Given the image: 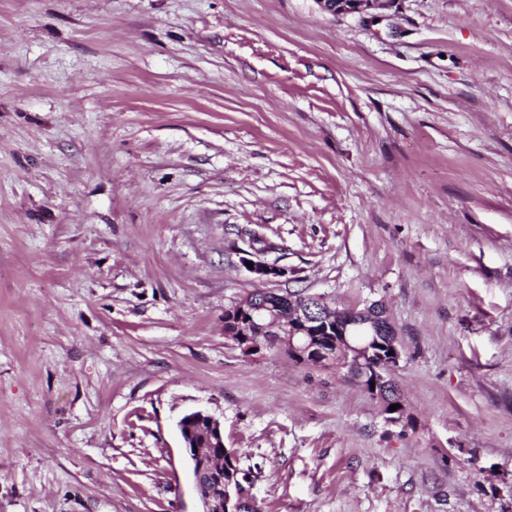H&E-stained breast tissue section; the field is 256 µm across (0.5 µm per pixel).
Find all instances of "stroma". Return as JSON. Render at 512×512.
<instances>
[{
  "instance_id": "obj_1",
  "label": "stroma",
  "mask_w": 512,
  "mask_h": 512,
  "mask_svg": "<svg viewBox=\"0 0 512 512\" xmlns=\"http://www.w3.org/2000/svg\"><path fill=\"white\" fill-rule=\"evenodd\" d=\"M383 301L413 426L224 311ZM512 512V0H0V512ZM321 10L331 15L362 12L388 6V0H316ZM242 265L254 275L255 279L261 282L271 281L277 277L286 276L287 270L283 267L270 265L261 260H254L250 257H243L241 259ZM247 262L253 263V268L247 266ZM191 423L208 430L202 444L194 437L193 430L189 427ZM178 428L201 502L200 512H240V507L249 504L248 490L239 487L234 492H224V482L232 478L235 484L244 486L243 483L249 482V474L242 472L235 463L229 465L232 472L224 474V428L220 420L208 412L198 410L183 415L178 421ZM194 447H197V450H194ZM214 448H223V455L218 459H214ZM207 478L215 480L216 484L209 487L210 482H207Z\"/></svg>"
}]
</instances>
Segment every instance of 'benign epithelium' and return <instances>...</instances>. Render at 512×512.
I'll use <instances>...</instances> for the list:
<instances>
[{
    "instance_id": "obj_1",
    "label": "benign epithelium",
    "mask_w": 512,
    "mask_h": 512,
    "mask_svg": "<svg viewBox=\"0 0 512 512\" xmlns=\"http://www.w3.org/2000/svg\"><path fill=\"white\" fill-rule=\"evenodd\" d=\"M321 10L331 15H344L362 12L372 8L388 6V0H316ZM242 265L253 263L249 272L261 282L283 277L287 270L270 265L250 257L241 259ZM290 304L292 314H277L267 302H259V297L246 295L224 312V332L241 346L243 351L253 356L269 347L262 331L273 330L275 344L285 348L286 352L302 357L317 351L316 343L321 333L328 330L324 315L318 310L323 299L311 295L298 302L285 298ZM348 325L364 327L366 331L377 335L381 322L374 309L365 306L349 314ZM336 351L351 355L355 363L360 364L370 357L369 345H354L346 333H341L340 341L335 343ZM178 428L185 444L192 468V475L199 499L201 512H240L248 504V490L237 488L233 492L224 490V458H233L230 451L225 456L214 458V449L224 447V428L219 419L212 414L198 410L183 415Z\"/></svg>"
}]
</instances>
